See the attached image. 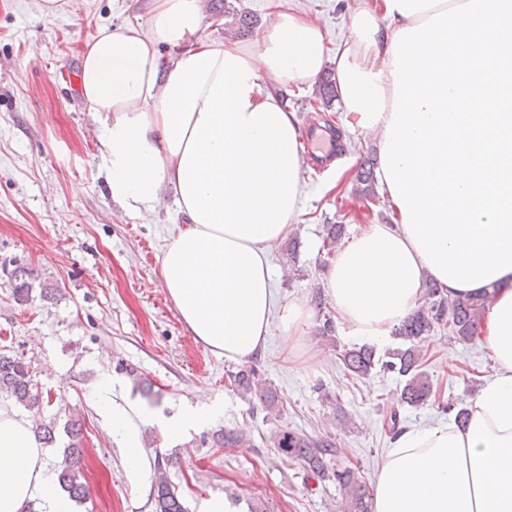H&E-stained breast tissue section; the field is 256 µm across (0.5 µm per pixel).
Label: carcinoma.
<instances>
[{
    "label": "carcinoma",
    "instance_id": "carcinoma-1",
    "mask_svg": "<svg viewBox=\"0 0 512 512\" xmlns=\"http://www.w3.org/2000/svg\"><path fill=\"white\" fill-rule=\"evenodd\" d=\"M253 26V21L224 6V35L239 37ZM35 281L33 270L16 266L10 274V287L14 298L19 302L30 299ZM489 295L474 294L448 300L443 289L429 282L426 288V301L413 310L399 324L394 335L408 342V346L398 348L391 359H376L375 346L364 343L344 348L340 351L343 369L355 377H364L375 366L396 372L405 378L398 403L409 407H420L430 402L433 383L422 370V353L419 343L431 336L435 328L448 326V333L459 342L475 340L481 317L487 306ZM236 389L244 394L255 395L263 409L272 414L278 409V396L266 381L259 377L255 367L249 366L233 375ZM0 397L13 400L24 409L41 414L43 407L50 403L49 397L39 391L34 381L31 363L9 354L0 353ZM68 444L63 459L58 465L57 482L74 501L86 499L89 488L81 481L80 463L85 452L84 423L73 417L64 426ZM32 431L43 445L55 441L54 422H34ZM214 445L232 447L244 440V435L234 429H220L211 436ZM274 447L282 455L292 458L304 469L322 482H334L343 492V512H370L369 491L362 484L358 471L352 467H339L333 463L338 453L336 443L328 438L313 437L299 432L281 429L273 437ZM155 512H187L181 497L167 478L165 472H158L153 486Z\"/></svg>",
    "mask_w": 512,
    "mask_h": 512
}]
</instances>
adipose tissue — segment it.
<instances>
[{
	"label": "adipose tissue",
	"instance_id": "adipose-tissue-1",
	"mask_svg": "<svg viewBox=\"0 0 512 512\" xmlns=\"http://www.w3.org/2000/svg\"><path fill=\"white\" fill-rule=\"evenodd\" d=\"M203 20L201 0H153L149 29L104 28L85 44L79 77L113 201L151 211L169 187L186 218L161 264L185 326L241 362L262 352L275 320L296 353L313 311L278 304L267 255L306 185L298 123L269 81L308 86L333 61L349 125L378 137L396 214L366 225L327 269L342 326L383 345L426 279L451 297L497 289L482 328L493 372L466 426L399 435L372 512H512V0H378L354 12L332 58L324 29L291 0H276L251 46L200 37ZM103 411L128 469L146 476L138 409ZM37 500L74 512L30 421L0 407V512Z\"/></svg>",
	"mask_w": 512,
	"mask_h": 512
}]
</instances>
